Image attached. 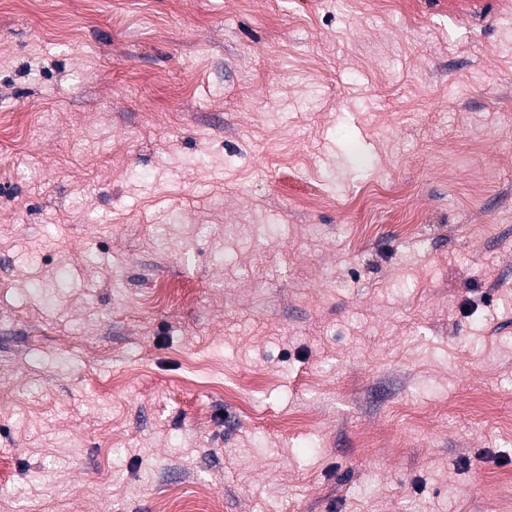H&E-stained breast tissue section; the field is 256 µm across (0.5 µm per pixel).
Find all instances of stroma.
I'll return each instance as SVG.
<instances>
[{"mask_svg": "<svg viewBox=\"0 0 512 512\" xmlns=\"http://www.w3.org/2000/svg\"><path fill=\"white\" fill-rule=\"evenodd\" d=\"M512 512V0H0V512Z\"/></svg>", "mask_w": 512, "mask_h": 512, "instance_id": "1", "label": "stroma"}]
</instances>
